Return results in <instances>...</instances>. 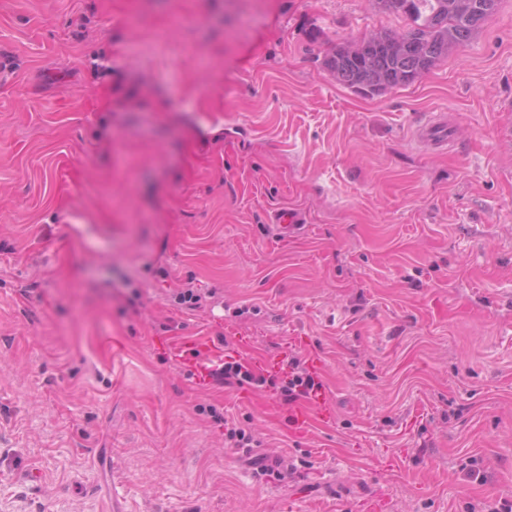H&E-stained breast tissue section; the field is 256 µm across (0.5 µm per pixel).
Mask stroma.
<instances>
[{
    "instance_id": "35a3bbf8",
    "label": "stroma",
    "mask_w": 512,
    "mask_h": 512,
    "mask_svg": "<svg viewBox=\"0 0 512 512\" xmlns=\"http://www.w3.org/2000/svg\"><path fill=\"white\" fill-rule=\"evenodd\" d=\"M407 27L373 0H0L1 503L512 501V0L384 94L323 66ZM439 115L447 149L419 146ZM236 332L253 356L306 337L333 424L297 437L272 390L237 404L152 345ZM215 411L305 469L254 478Z\"/></svg>"
}]
</instances>
